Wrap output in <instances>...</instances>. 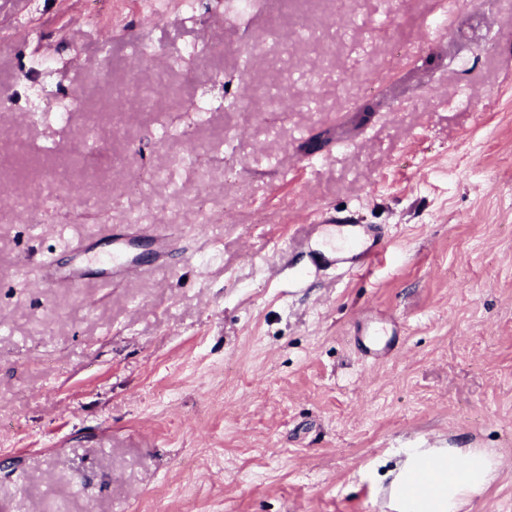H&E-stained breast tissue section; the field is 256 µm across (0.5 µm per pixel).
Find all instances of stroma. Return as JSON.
I'll return each mask as SVG.
<instances>
[{"label": "stroma", "instance_id": "obj_1", "mask_svg": "<svg viewBox=\"0 0 512 512\" xmlns=\"http://www.w3.org/2000/svg\"><path fill=\"white\" fill-rule=\"evenodd\" d=\"M100 2L0 0V512H385L409 448L512 512V0ZM119 229L176 248L45 286ZM352 227L350 240L345 247L336 250L335 264L346 272H356L365 267H369L377 261L382 253L380 246L373 243L366 245L364 243L365 226L363 224H347ZM361 245V246H360Z\"/></svg>", "mask_w": 512, "mask_h": 512}]
</instances>
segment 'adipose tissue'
Instances as JSON below:
<instances>
[{"instance_id": "ef3b65f1", "label": "adipose tissue", "mask_w": 512, "mask_h": 512, "mask_svg": "<svg viewBox=\"0 0 512 512\" xmlns=\"http://www.w3.org/2000/svg\"><path fill=\"white\" fill-rule=\"evenodd\" d=\"M501 462L474 448H416L389 486L395 512H458L495 481Z\"/></svg>"}]
</instances>
